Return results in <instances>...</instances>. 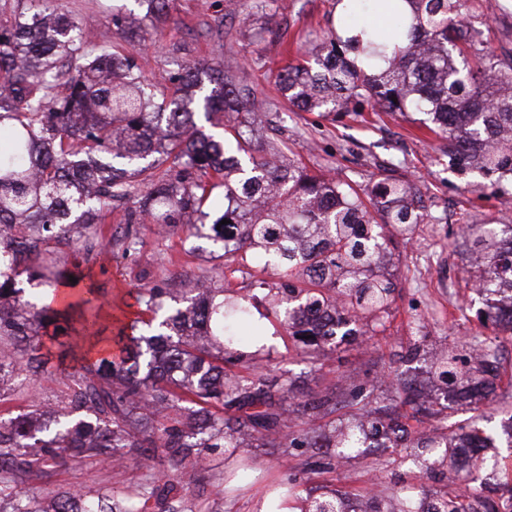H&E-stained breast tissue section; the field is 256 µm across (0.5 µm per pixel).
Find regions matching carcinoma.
<instances>
[{
    "mask_svg": "<svg viewBox=\"0 0 512 512\" xmlns=\"http://www.w3.org/2000/svg\"><path fill=\"white\" fill-rule=\"evenodd\" d=\"M133 22L112 12L130 47L160 28L172 0H138ZM466 0H346L338 27L312 45L311 60L289 63L279 90L305 112L423 116L448 141V169L481 191H512V56L485 53L462 15ZM89 37L59 0L0 7V402L41 375L63 389L54 405L28 392L25 407L0 418V512H198L192 485L218 448H358L380 433L427 474L448 458H478L493 443L475 423H453L447 407L421 398L393 371L390 395L352 385L295 401L296 391L259 366L241 328L264 302L262 317L323 366L336 340L387 331L396 284L390 267L397 238L424 220L423 197L394 168L367 189L309 173L275 152L261 158L246 134L259 110L221 64L180 66L159 88L136 54L86 52ZM227 117L224 138L203 132L198 112ZM224 189L223 198L212 196ZM122 212V223L104 218ZM224 219L226 225H220ZM167 237L194 231L221 248L217 263L175 283L133 284L151 318L102 337L100 292L89 274L70 270L67 247L85 265L103 254L137 255L146 230ZM470 252L483 275L472 288L481 327L512 331V224H469ZM261 258L262 276L250 266ZM249 276L248 293L226 274ZM77 282H70V277ZM65 348L58 362L52 349ZM472 376L455 346L429 373L480 408L505 369L499 346L477 332ZM436 423L434 437L394 418ZM326 420L305 426L304 416ZM138 458L150 475L135 487L43 493L56 467L89 459ZM469 471L443 491L416 499L381 492L318 497L296 491L287 475L289 512H352L371 497L373 512H512V483Z\"/></svg>",
    "mask_w": 512,
    "mask_h": 512,
    "instance_id": "1",
    "label": "carcinoma"
}]
</instances>
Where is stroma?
Instances as JSON below:
<instances>
[{"label": "stroma", "instance_id": "stroma-1", "mask_svg": "<svg viewBox=\"0 0 512 512\" xmlns=\"http://www.w3.org/2000/svg\"><path fill=\"white\" fill-rule=\"evenodd\" d=\"M235 14H228L225 0H175L170 20L159 41H146L138 62L147 79L162 82L167 58L185 63L207 61L224 64L236 73L240 88L250 90L264 109L250 120L260 130L263 142L278 145L285 156L301 161L308 169L346 177L357 185L371 186L382 169L396 166L421 191L434 220L417 225L411 240L400 243L394 273L398 289L393 304L395 319L387 335L358 338L337 344L322 370L311 369L288 336L276 337L263 362L285 378L299 379L302 392L328 383L352 381L374 392L386 390L383 374L405 371L422 382L429 370L424 359L405 360L410 338L422 333L425 345L440 351L448 342L463 340L480 329L478 304L469 289L479 269L468 266L463 227L495 219L512 224V193L485 198L467 179L448 168L440 148L441 138L419 129L416 120L384 112H353L322 115L288 108L276 90L278 74L287 52L316 43L339 16L336 0H275L266 12L251 14V0H236ZM501 10L482 11L478 0H468L465 16L480 32L481 40L496 52H512V0H500ZM129 0H60L64 10L90 34V48L122 47L111 14ZM223 19L228 34L212 38L210 29ZM196 238L187 232L160 238L147 235L136 261H106L93 268L91 282L106 292L113 314H120L133 299L129 284L140 270L164 272L175 277L204 266L195 255ZM419 319L420 331L410 322ZM254 459L252 469L238 472L236 492L224 500V512H258L257 504L266 485L297 473L300 488L310 491L334 483L344 492L367 488L388 489L398 495L420 488L436 489L440 479L426 478L408 461L401 448H367L359 456L335 461L332 470H305L308 452L303 448H247ZM145 472L135 461L109 468L89 462L77 469L55 472L50 489L103 487L136 484Z\"/></svg>", "mask_w": 512, "mask_h": 512}]
</instances>
